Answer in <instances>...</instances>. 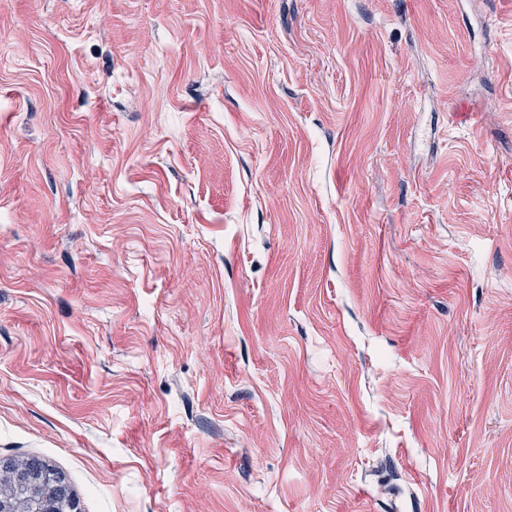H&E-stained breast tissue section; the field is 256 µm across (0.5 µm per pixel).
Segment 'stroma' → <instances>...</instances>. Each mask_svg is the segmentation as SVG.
<instances>
[{"label":"stroma","mask_w":512,"mask_h":512,"mask_svg":"<svg viewBox=\"0 0 512 512\" xmlns=\"http://www.w3.org/2000/svg\"><path fill=\"white\" fill-rule=\"evenodd\" d=\"M80 512H512V0H0V463ZM12 478L22 488L37 493V506L33 512H76L77 508L63 509L64 501L69 497L68 489L59 476L45 470L32 471L24 468L16 469Z\"/></svg>","instance_id":"obj_1"}]
</instances>
